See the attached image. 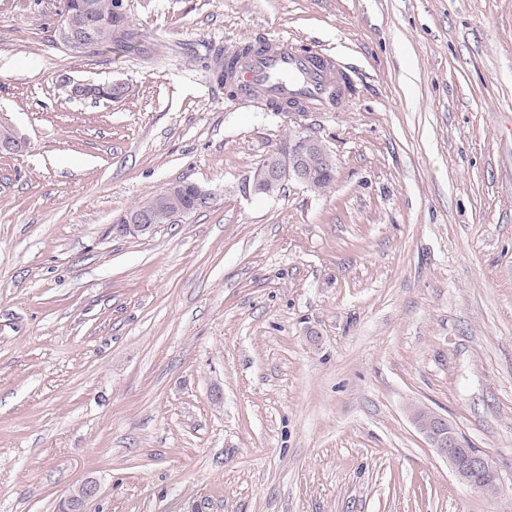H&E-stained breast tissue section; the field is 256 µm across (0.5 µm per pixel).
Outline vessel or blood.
<instances>
[{
    "mask_svg": "<svg viewBox=\"0 0 512 512\" xmlns=\"http://www.w3.org/2000/svg\"><path fill=\"white\" fill-rule=\"evenodd\" d=\"M265 47L238 57L226 56L237 98L261 92L273 106L297 101L316 112H339L351 101L353 91L342 81L346 66L319 49L301 53L285 38L269 36Z\"/></svg>",
    "mask_w": 512,
    "mask_h": 512,
    "instance_id": "obj_1",
    "label": "vessel or blood"
}]
</instances>
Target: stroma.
<instances>
[{"label": "stroma", "mask_w": 512, "mask_h": 512, "mask_svg": "<svg viewBox=\"0 0 512 512\" xmlns=\"http://www.w3.org/2000/svg\"><path fill=\"white\" fill-rule=\"evenodd\" d=\"M145 54L76 55L0 0V512H512V0H123ZM282 36L352 67L345 112L218 83ZM120 83L94 100L79 83ZM305 126L324 194L246 179ZM209 207L124 233L160 188ZM497 464L460 484L408 410ZM99 490L96 480L87 478L77 485L68 496L69 512H84L85 503L93 498Z\"/></svg>", "instance_id": "35a3bbf8"}]
</instances>
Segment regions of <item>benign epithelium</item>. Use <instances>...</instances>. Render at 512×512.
Segmentation results:
<instances>
[{"label":"benign epithelium","mask_w":512,"mask_h":512,"mask_svg":"<svg viewBox=\"0 0 512 512\" xmlns=\"http://www.w3.org/2000/svg\"><path fill=\"white\" fill-rule=\"evenodd\" d=\"M68 0L60 2V36L70 47L86 45L95 47L91 42L92 31L98 24L92 7L78 6L74 11L68 10ZM22 143L7 128H0V151L16 153L21 151ZM317 154L321 166L325 169L335 167V158L327 151L320 139L305 127L297 128V137L291 145L288 166L283 167L274 160L260 165L255 172L256 182H276L285 178L306 184L311 181L313 173L308 167L307 155ZM127 224L141 233H149L153 225L147 223V213L137 210L127 217ZM410 419L416 431L423 436L429 448L442 458L454 476L464 485L475 490L483 489L481 479L491 477L495 485L502 484V477L491 457L467 447L459 431L448 422V418L420 405L410 407ZM99 490L96 480L87 478L77 485L68 496V512H84L85 503L93 498Z\"/></svg>","instance_id":"1"}]
</instances>
